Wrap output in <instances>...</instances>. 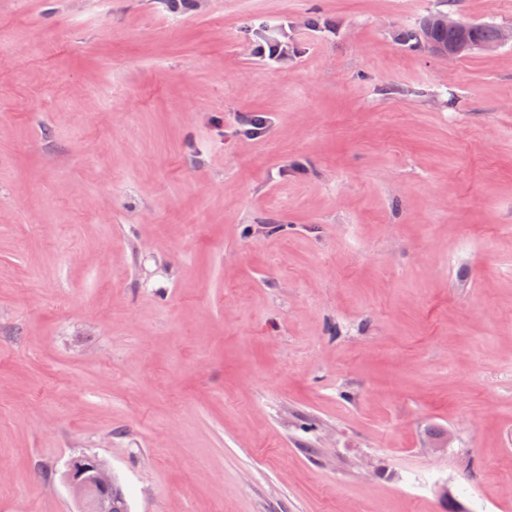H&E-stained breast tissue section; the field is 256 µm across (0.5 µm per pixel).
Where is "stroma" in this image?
Wrapping results in <instances>:
<instances>
[{"label":"stroma","instance_id":"35a3bbf8","mask_svg":"<svg viewBox=\"0 0 512 512\" xmlns=\"http://www.w3.org/2000/svg\"><path fill=\"white\" fill-rule=\"evenodd\" d=\"M444 8L0 0V512L85 452L129 512H512V44ZM443 14L439 12L437 14L431 15L426 18L419 29H414L410 32L409 37L413 38L417 43H421L423 46L427 47L429 50L432 49L436 54L448 56V57H458L464 51L471 52H486L492 51L503 44L512 43V28H503L496 26L491 23H478L471 27L468 31V36L471 41H465L458 45L447 47L442 45L432 44L429 48V41H434L437 43L443 44H453L457 42L461 35L456 30H466L469 25H473L469 21L465 22L462 19L454 18L452 14ZM441 16V17H440ZM440 18V23L448 28L439 26L437 24L438 19ZM498 28H499V36H498ZM455 29V30H453ZM498 36V39H497ZM497 41L495 42V40ZM482 42V43H476ZM495 42V43H493ZM483 43H493V44H483ZM257 38L253 53L268 65L282 64L295 52L293 43L288 41V33L282 30L262 29Z\"/></svg>","mask_w":512,"mask_h":512}]
</instances>
